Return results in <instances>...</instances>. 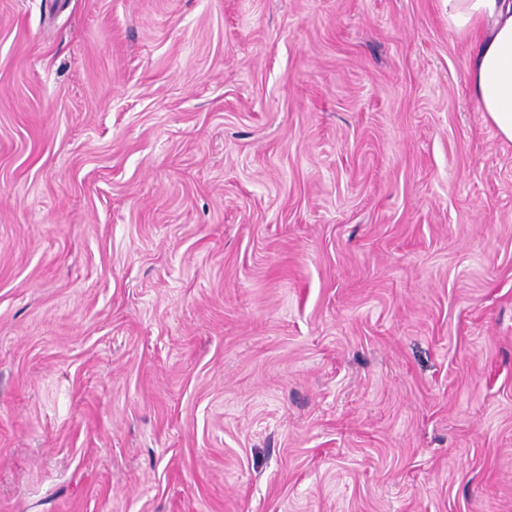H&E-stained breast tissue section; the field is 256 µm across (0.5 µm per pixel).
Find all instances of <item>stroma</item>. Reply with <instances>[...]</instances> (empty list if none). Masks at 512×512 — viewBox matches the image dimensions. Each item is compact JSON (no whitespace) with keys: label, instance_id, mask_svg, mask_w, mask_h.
I'll list each match as a JSON object with an SVG mask.
<instances>
[{"label":"stroma","instance_id":"1","mask_svg":"<svg viewBox=\"0 0 512 512\" xmlns=\"http://www.w3.org/2000/svg\"><path fill=\"white\" fill-rule=\"evenodd\" d=\"M444 0H0V512H512V142Z\"/></svg>","mask_w":512,"mask_h":512}]
</instances>
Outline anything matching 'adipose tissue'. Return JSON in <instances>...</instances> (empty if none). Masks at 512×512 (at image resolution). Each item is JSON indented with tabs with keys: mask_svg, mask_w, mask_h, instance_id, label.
Returning a JSON list of instances; mask_svg holds the SVG:
<instances>
[{
	"mask_svg": "<svg viewBox=\"0 0 512 512\" xmlns=\"http://www.w3.org/2000/svg\"><path fill=\"white\" fill-rule=\"evenodd\" d=\"M448 26L474 40L472 97L500 138L512 142V0H446Z\"/></svg>",
	"mask_w": 512,
	"mask_h": 512,
	"instance_id": "obj_1",
	"label": "adipose tissue"
}]
</instances>
